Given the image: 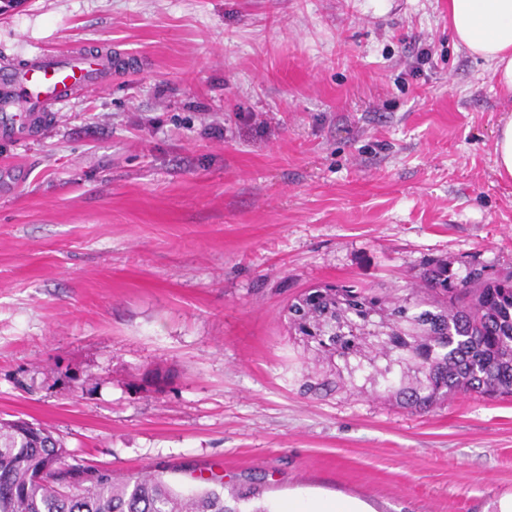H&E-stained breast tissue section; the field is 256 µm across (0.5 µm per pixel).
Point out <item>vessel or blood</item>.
<instances>
[{"label": "vessel or blood", "mask_w": 512, "mask_h": 512, "mask_svg": "<svg viewBox=\"0 0 512 512\" xmlns=\"http://www.w3.org/2000/svg\"><path fill=\"white\" fill-rule=\"evenodd\" d=\"M128 62V57L105 47L1 61L0 139L24 136L31 129V119L51 118L56 108L93 89L112 69Z\"/></svg>", "instance_id": "b4317fda"}]
</instances>
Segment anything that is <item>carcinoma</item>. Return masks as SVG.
<instances>
[{
  "label": "carcinoma",
  "instance_id": "carcinoma-1",
  "mask_svg": "<svg viewBox=\"0 0 512 512\" xmlns=\"http://www.w3.org/2000/svg\"><path fill=\"white\" fill-rule=\"evenodd\" d=\"M405 293L354 283L308 288L288 305L289 330L327 370L306 376L315 396L361 391L359 374L401 407L426 412L459 392L512 397V271L470 261L427 260ZM43 426L0 420V512H272L251 484L225 490L224 476L180 490L164 471L108 472L84 482Z\"/></svg>",
  "mask_w": 512,
  "mask_h": 512
}]
</instances>
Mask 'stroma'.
I'll return each instance as SVG.
<instances>
[{
  "label": "stroma",
  "instance_id": "stroma-1",
  "mask_svg": "<svg viewBox=\"0 0 512 512\" xmlns=\"http://www.w3.org/2000/svg\"><path fill=\"white\" fill-rule=\"evenodd\" d=\"M134 58L32 139L0 140V417L176 487L273 506L494 512L512 397L412 413L300 388L305 288H404L428 259L512 270V117L448 0H22L0 58ZM493 151L499 177L512 179V118L498 129ZM280 512H370L366 505L357 500L336 499L314 500L300 506L297 502H288Z\"/></svg>",
  "mask_w": 512,
  "mask_h": 512
}]
</instances>
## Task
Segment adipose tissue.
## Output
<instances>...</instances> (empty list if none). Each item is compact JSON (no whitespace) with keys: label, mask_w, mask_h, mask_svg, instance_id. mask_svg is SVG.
Here are the masks:
<instances>
[{"label":"adipose tissue","mask_w":512,"mask_h":512,"mask_svg":"<svg viewBox=\"0 0 512 512\" xmlns=\"http://www.w3.org/2000/svg\"><path fill=\"white\" fill-rule=\"evenodd\" d=\"M448 28L512 92V0H448Z\"/></svg>","instance_id":"ef3b65f1"}]
</instances>
